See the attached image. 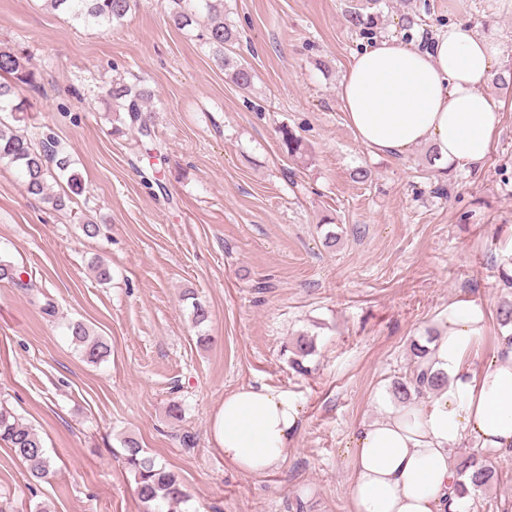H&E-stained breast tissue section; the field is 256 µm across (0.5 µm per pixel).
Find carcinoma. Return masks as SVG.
<instances>
[{
    "label": "carcinoma",
    "instance_id": "cac0c4a2",
    "mask_svg": "<svg viewBox=\"0 0 512 512\" xmlns=\"http://www.w3.org/2000/svg\"><path fill=\"white\" fill-rule=\"evenodd\" d=\"M55 10H62L70 18L84 24L112 27L122 22L140 4V0H45ZM168 17L179 30L199 24L206 19L199 39L206 45L209 55L218 67L242 90L253 85L254 75L243 57L235 51L240 33L224 15V0H168ZM36 73L29 67L27 56L8 46H0V163L14 166L20 173L26 192L42 199L55 211H68L72 198L64 192H51L49 181H63L71 187L78 185L76 174L71 171L70 155L51 135L44 134L33 140L15 123L24 105L14 102L16 89L21 86L36 87ZM108 111L124 112L129 123L127 129L147 138L151 136L147 113L153 111L152 92L137 83L112 81L107 90ZM282 148L289 156L300 150V139L288 126L279 128ZM71 343L91 364L104 361L111 352L110 345L94 334L82 320L68 324ZM425 346L412 345L413 364L409 374L394 383L392 394L400 404L419 401L428 393H435L448 385V376L430 373L421 366ZM0 441L13 450L27 465L28 473L36 479H46L54 473L51 457L46 453L37 432L24 424L11 410L0 404ZM124 463L133 474L137 494L146 512H171L172 507L186 501L187 494L179 477L146 454L134 438L124 440ZM459 473L465 480L458 483L459 495L469 496L487 489L494 481L495 471L481 467L472 469V459L459 463Z\"/></svg>",
    "mask_w": 512,
    "mask_h": 512
}]
</instances>
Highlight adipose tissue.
<instances>
[{
  "instance_id": "adipose-tissue-1",
  "label": "adipose tissue",
  "mask_w": 512,
  "mask_h": 512,
  "mask_svg": "<svg viewBox=\"0 0 512 512\" xmlns=\"http://www.w3.org/2000/svg\"><path fill=\"white\" fill-rule=\"evenodd\" d=\"M492 35L469 22L452 24L422 46L393 37L353 56L339 87L347 120L360 144L377 155L431 145L452 168L481 164L498 123V103L485 88L501 75ZM488 319L478 305H449L426 365L448 385L422 402H374L380 416L354 434L349 484L352 512H446L456 497V446L472 442L478 460L512 449V342L488 360L473 350ZM302 416L287 393L243 386L214 414L210 439L225 463L245 473L275 467Z\"/></svg>"
}]
</instances>
